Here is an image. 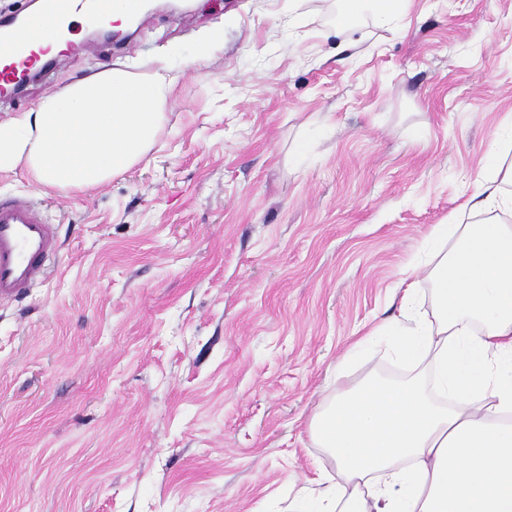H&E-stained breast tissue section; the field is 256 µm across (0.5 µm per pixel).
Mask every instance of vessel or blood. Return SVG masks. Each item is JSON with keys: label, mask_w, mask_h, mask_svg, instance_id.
Returning <instances> with one entry per match:
<instances>
[{"label": "vessel or blood", "mask_w": 512, "mask_h": 512, "mask_svg": "<svg viewBox=\"0 0 512 512\" xmlns=\"http://www.w3.org/2000/svg\"><path fill=\"white\" fill-rule=\"evenodd\" d=\"M111 0H44L41 20L46 26L76 13L106 14ZM9 56L0 68V92H10L40 61L30 38L16 26L0 27V55ZM60 243L53 224L27 199L0 198V302L16 300L47 274Z\"/></svg>", "instance_id": "b4317fda"}]
</instances>
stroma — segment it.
I'll list each match as a JSON object with an SVG mask.
<instances>
[{
	"mask_svg": "<svg viewBox=\"0 0 512 512\" xmlns=\"http://www.w3.org/2000/svg\"><path fill=\"white\" fill-rule=\"evenodd\" d=\"M156 0L133 52L76 46L0 122L120 66L174 80L146 160L92 193L0 171L57 227L56 269L0 304V512H305L336 465L308 424L365 378L432 228L512 141V0ZM224 45L204 49L205 36ZM359 7L368 6L375 18L381 23H388L399 14L403 1L397 0H363L355 1Z\"/></svg>",
	"mask_w": 512,
	"mask_h": 512,
	"instance_id": "obj_1",
	"label": "stroma"
}]
</instances>
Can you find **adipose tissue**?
Wrapping results in <instances>:
<instances>
[{
    "label": "adipose tissue",
    "mask_w": 512,
    "mask_h": 512,
    "mask_svg": "<svg viewBox=\"0 0 512 512\" xmlns=\"http://www.w3.org/2000/svg\"><path fill=\"white\" fill-rule=\"evenodd\" d=\"M170 85L113 69L47 95L0 123V170L24 167L42 188L91 192L149 152ZM512 167L491 159L475 177L474 209L512 211ZM448 251L428 271L433 317L413 310L416 268L399 273V318L358 348L391 337L405 362L431 361L423 382L366 379L311 420L336 463L320 512H512V226L448 224Z\"/></svg>",
    "instance_id": "obj_1"
}]
</instances>
